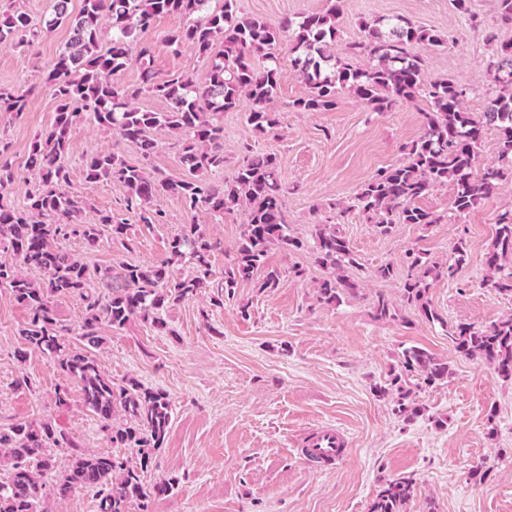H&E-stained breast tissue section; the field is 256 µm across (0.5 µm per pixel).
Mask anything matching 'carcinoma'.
I'll list each match as a JSON object with an SVG mask.
<instances>
[{
	"label": "carcinoma",
	"mask_w": 512,
	"mask_h": 512,
	"mask_svg": "<svg viewBox=\"0 0 512 512\" xmlns=\"http://www.w3.org/2000/svg\"><path fill=\"white\" fill-rule=\"evenodd\" d=\"M83 0L78 15L68 10V0H51V10L38 24L25 12L8 10L0 15V46L18 47L30 43L39 33L68 26L70 38L52 63L46 83L57 101L51 126L31 145L29 165L39 181L26 195V205L10 204L5 193L16 174L8 159V144L0 141V243L6 244L22 263L46 277L44 287L34 284L12 263L0 262V286L29 310L22 335L30 349L54 357L60 370L75 378L85 405L96 415L114 448H132L137 461L105 453L75 449L67 434L50 422L27 423L0 428V512H38L43 483L40 477L54 468L53 448H72V462L56 480V491L65 497L76 487L92 488L99 496L98 512H125L133 501H145L154 494L167 493L171 484L144 487L141 473L161 447L171 422V408L163 393L149 392L130 381L115 385L100 371L92 350L99 347L100 321L114 330L123 329L134 317L161 325L159 311L165 304L194 296L210 287L213 271L210 253L218 242L204 239L197 225L185 224L170 242L171 255L193 262V275L172 279L163 267L126 264L117 286L90 295L88 289L96 271L64 250L62 241L81 234L90 247L100 241L102 230L123 234V225L112 223V215L100 213L94 224L81 223L88 202L67 190V158L71 152L70 131L88 119L99 129L135 144L140 159L129 162L113 152L91 155L85 162L87 178L109 181L127 189L126 208L143 224H161L162 212L151 209L158 195L181 198L189 209L205 207L222 217L242 209L243 231L236 246L234 266L225 272L224 294L232 296L238 282L249 280L264 269L268 248L278 244L299 249L303 242L288 233L282 197L285 188L278 175L273 154L244 158L232 181L215 186L203 174L224 168V125L221 116L251 104L247 122L258 129L277 125L271 107L282 78L277 51L292 39L289 50L292 68L306 81L309 91L294 102L301 112L335 106L342 93H351L376 112L412 103L420 97L430 107L423 111L424 132L409 148V159L376 171L355 196L354 205L339 206L340 215L357 209L384 235L394 224H435L438 218L416 202L434 187L453 186L451 208L461 215L488 199L507 178L512 179V42L500 43L487 60L486 69L502 86L479 115L464 105L466 93L452 80L427 81L421 60L408 48L414 44L447 45L434 30L407 18L362 22V40L349 45L352 54L377 59L368 70L354 69L328 53L336 42V16L340 0L324 13L303 17L297 24L279 26L262 18L239 13V0ZM205 19L169 32L172 46L193 44L206 61L200 77L179 74L158 79L146 66L148 50L140 48L143 64L142 86L120 83L116 76L131 63L138 30L154 17L176 14ZM112 23V39L101 46L103 18ZM144 92L165 99L169 108L153 112L136 106ZM28 92L14 86H0V109L17 116L28 110ZM500 133L501 164L475 171L478 150L486 131ZM167 130L182 141L179 177H157L149 172L156 143L152 134ZM315 263L326 273L318 288L320 301L332 304L341 294L352 292L356 283L342 274L345 265L355 264L349 244L334 224H318L313 237ZM512 258V210L498 215L496 236L488 250L483 285L501 294L512 293V273L500 276L503 262ZM430 270L408 279L404 301L416 305L429 317L426 283ZM78 294L85 301V317L78 333L81 346L69 347L63 337L71 328L59 318L51 297ZM457 350L468 358L485 360L504 379H512V317L487 328L459 325L453 331ZM396 385L393 411L407 418L418 413L411 390L399 384L403 377H415L432 385L448 377V363L420 348L403 352ZM416 479L402 476L386 481L373 499L369 512H401L414 494Z\"/></svg>",
	"instance_id": "1"
}]
</instances>
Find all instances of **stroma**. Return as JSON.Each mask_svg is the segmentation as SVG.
Instances as JSON below:
<instances>
[{"label": "stroma", "instance_id": "35a3bbf8", "mask_svg": "<svg viewBox=\"0 0 512 512\" xmlns=\"http://www.w3.org/2000/svg\"><path fill=\"white\" fill-rule=\"evenodd\" d=\"M329 0H240L244 15L278 25L325 12ZM336 17V56L357 69L374 61L347 52L362 37L365 18L405 17L448 37L442 47L412 46L431 80L453 79L466 91L464 103L484 111L500 88L485 67L492 51L474 29L494 23L496 0H469V15L452 0H341ZM185 18L161 15L138 31L136 44L150 51L156 75L203 74L205 64L192 44L169 46L166 35L185 26ZM69 38L67 28L39 36L33 44L0 47V85L35 87L21 117L0 112V137L10 144L16 180L8 193L22 205L38 175L28 164L37 136L52 122L56 102L44 76ZM282 79L273 102L275 128L248 124V105L225 113L224 167L208 174L210 183L232 180L245 151L277 158L287 188L285 215L290 234L303 248L272 247L267 267L277 269L275 288L239 282L233 297L219 286L235 258L243 214L217 218L205 207L188 209L176 197L160 195L153 209L166 221L148 226L125 208L121 184L85 178L87 155L112 151L136 160L137 147L82 120L73 125L68 158L69 188L87 199L82 215L94 223L108 212L123 225L121 237L102 234L98 247L72 237L66 250L100 273L118 274L122 265L165 267L171 277L186 276L191 265L172 259L169 243L183 225H197L220 239L210 261L214 286L201 296L166 304L163 326L136 318L120 331L100 322L103 342L95 354L114 384L138 382L166 394L171 404L168 433L142 475L146 487L164 480L172 490L153 498L148 509L131 501L126 512H368L380 483L411 475L413 497L403 512H419L433 499L438 512H512V380L493 364L457 352L451 327H486L512 316V295L481 287L485 254L496 231V218L512 210V181L464 216L451 209L452 184L435 187L419 201L439 216L436 224H396L388 234L375 231L364 215L337 216L335 202L353 199L378 169L406 161L410 145L424 129L425 98L388 112H376L352 94L334 107L298 111L294 102L308 92L291 67L287 47H280ZM338 225L347 239L354 266L346 270L358 283L356 293L327 305L316 298L325 276L315 264L314 227ZM465 246L464 264L455 249ZM435 266L425 315L403 299L413 259ZM392 265L381 277L378 269ZM394 309L390 320L374 318L378 297ZM29 318L27 307L9 289L0 288V427L15 423L58 424L80 447L108 452L112 444L97 417L85 407L79 384L42 354L25 353L19 334ZM424 349L447 361V379L434 385L410 378L405 386L421 408L413 420L392 412L393 398L381 395L405 349ZM333 424L349 438L340 463L311 468L300 451L304 436ZM487 462L486 473H476ZM41 498L43 512H98L92 490L78 489L61 498L48 477Z\"/></svg>", "mask_w": 512, "mask_h": 512}]
</instances>
